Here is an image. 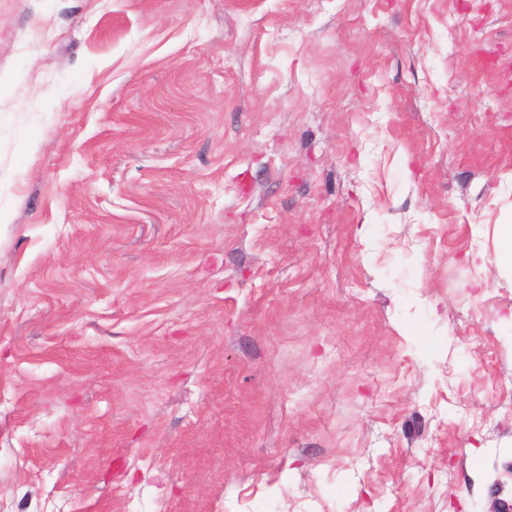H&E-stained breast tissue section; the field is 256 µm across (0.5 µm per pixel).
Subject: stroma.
Here are the masks:
<instances>
[{"label": "stroma", "mask_w": 512, "mask_h": 512, "mask_svg": "<svg viewBox=\"0 0 512 512\" xmlns=\"http://www.w3.org/2000/svg\"><path fill=\"white\" fill-rule=\"evenodd\" d=\"M512 0H0V512L512 505ZM494 265L498 275L512 284V224L494 226Z\"/></svg>", "instance_id": "35a3bbf8"}]
</instances>
